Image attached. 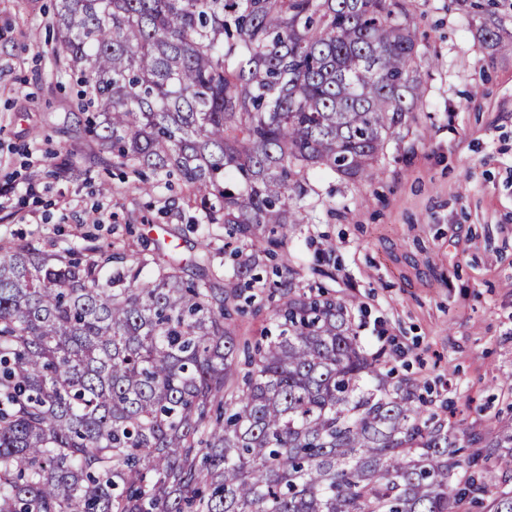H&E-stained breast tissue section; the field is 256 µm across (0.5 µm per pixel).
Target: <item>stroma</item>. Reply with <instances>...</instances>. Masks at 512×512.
Returning a JSON list of instances; mask_svg holds the SVG:
<instances>
[{
  "mask_svg": "<svg viewBox=\"0 0 512 512\" xmlns=\"http://www.w3.org/2000/svg\"><path fill=\"white\" fill-rule=\"evenodd\" d=\"M415 6L434 58L418 70L429 110L389 143L375 181L310 172L315 221L288 250L299 281L323 271L351 304L369 351L397 350L399 373L445 402L449 422L486 427L512 419V53L481 30L495 16L512 34V0L491 13ZM54 7L0 0V246L133 254L162 236L190 261L200 212L175 177L147 196L102 159L50 28Z\"/></svg>",
  "mask_w": 512,
  "mask_h": 512,
  "instance_id": "1",
  "label": "stroma"
}]
</instances>
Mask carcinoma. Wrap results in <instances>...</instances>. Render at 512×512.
I'll list each match as a JSON object with an SVG mask.
<instances>
[{
  "instance_id": "carcinoma-1",
  "label": "carcinoma",
  "mask_w": 512,
  "mask_h": 512,
  "mask_svg": "<svg viewBox=\"0 0 512 512\" xmlns=\"http://www.w3.org/2000/svg\"><path fill=\"white\" fill-rule=\"evenodd\" d=\"M410 2L56 0L100 149L146 194L177 175L232 264L209 232L189 279L159 240L0 248V512H512V421L448 425L351 304L253 275L312 220L308 171L373 181L425 111Z\"/></svg>"
}]
</instances>
